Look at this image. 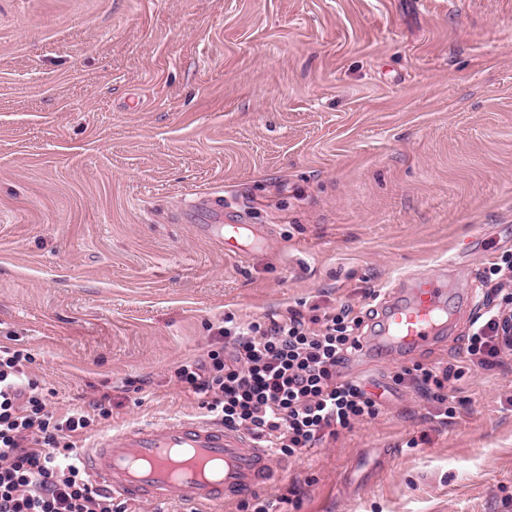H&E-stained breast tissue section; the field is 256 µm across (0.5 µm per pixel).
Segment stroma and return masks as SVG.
Listing matches in <instances>:
<instances>
[{
	"mask_svg": "<svg viewBox=\"0 0 512 512\" xmlns=\"http://www.w3.org/2000/svg\"><path fill=\"white\" fill-rule=\"evenodd\" d=\"M266 244L225 251L197 224ZM512 259V0H0V343L93 435L203 419L177 382L225 315L351 306L371 420L279 457L281 512H512V351L441 423L397 386L446 367ZM452 261L459 317L378 351L381 300ZM496 301L512 313V267Z\"/></svg>",
	"mask_w": 512,
	"mask_h": 512,
	"instance_id": "1",
	"label": "stroma"
}]
</instances>
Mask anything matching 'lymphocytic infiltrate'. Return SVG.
<instances>
[{"label": "lymphocytic infiltrate", "instance_id": "obj_1", "mask_svg": "<svg viewBox=\"0 0 512 512\" xmlns=\"http://www.w3.org/2000/svg\"><path fill=\"white\" fill-rule=\"evenodd\" d=\"M360 317L351 307L304 318L294 311L281 320L246 324L225 317L218 345L201 360L175 371L177 380L204 396V408L225 427L246 432L282 456L317 447L380 411L365 386L344 375L362 347ZM512 319L487 305L468 338L470 362L500 365V339ZM27 350L0 345V512H115L113 497L96 486L76 458L75 437L111 414L105 400L54 417L37 381L26 374ZM464 367L420 363L394 376L437 403L439 417L452 409L446 387Z\"/></svg>", "mask_w": 512, "mask_h": 512}]
</instances>
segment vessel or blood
Here are the masks:
<instances>
[{
  "label": "vessel or blood",
  "mask_w": 512,
  "mask_h": 512,
  "mask_svg": "<svg viewBox=\"0 0 512 512\" xmlns=\"http://www.w3.org/2000/svg\"><path fill=\"white\" fill-rule=\"evenodd\" d=\"M202 231L223 238L228 251L264 242L243 224H206ZM450 268L441 263L383 306L373 338L377 349L414 352L442 336L454 316ZM79 458L107 490L129 500L221 507L277 478L272 449L243 432L196 419L114 428L80 449Z\"/></svg>",
  "instance_id": "1"
}]
</instances>
